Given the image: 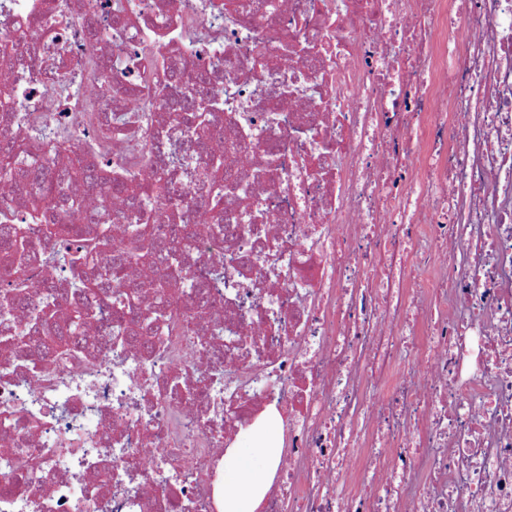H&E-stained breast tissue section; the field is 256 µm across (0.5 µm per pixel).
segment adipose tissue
<instances>
[{
  "label": "adipose tissue",
  "instance_id": "adipose-tissue-1",
  "mask_svg": "<svg viewBox=\"0 0 512 512\" xmlns=\"http://www.w3.org/2000/svg\"><path fill=\"white\" fill-rule=\"evenodd\" d=\"M274 434L271 426L257 430L251 438L257 449L253 455L240 447L225 450L223 512H255L279 461L274 450L267 446Z\"/></svg>",
  "mask_w": 512,
  "mask_h": 512
}]
</instances>
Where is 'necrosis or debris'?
Segmentation results:
<instances>
[{"instance_id": "4bbe7bcc", "label": "necrosis or debris", "mask_w": 512, "mask_h": 512, "mask_svg": "<svg viewBox=\"0 0 512 512\" xmlns=\"http://www.w3.org/2000/svg\"><path fill=\"white\" fill-rule=\"evenodd\" d=\"M280 0L274 28L223 17L220 39L169 41L198 0H127L137 23L92 67L86 18L114 0H0L37 19L51 57L29 71L82 75L50 96L22 84L0 139L53 175L69 148L108 165L178 156L170 224H198L202 160L142 74V40L165 42L180 73L223 98L224 157L256 231L195 242L209 285L194 323L144 357L96 337L47 369L0 375V460L37 473L0 488V512H220L224 450L246 422L281 415L279 464L260 512H512V0ZM223 376L197 380L216 356ZM74 437L78 449L60 448ZM134 457L119 492L112 461Z\"/></svg>"}]
</instances>
